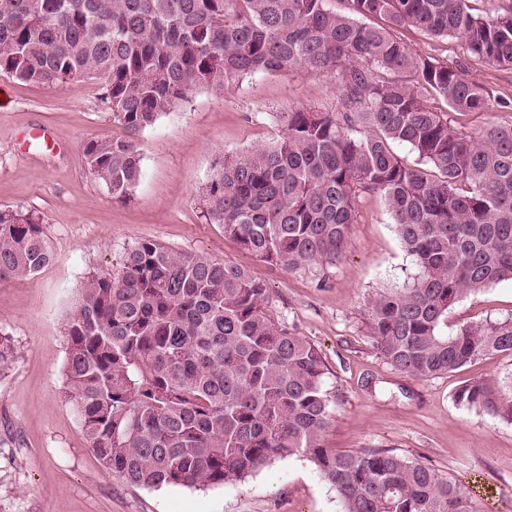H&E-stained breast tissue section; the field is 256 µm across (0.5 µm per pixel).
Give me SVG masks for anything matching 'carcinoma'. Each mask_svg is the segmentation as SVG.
Listing matches in <instances>:
<instances>
[{
  "label": "carcinoma",
  "mask_w": 512,
  "mask_h": 512,
  "mask_svg": "<svg viewBox=\"0 0 512 512\" xmlns=\"http://www.w3.org/2000/svg\"><path fill=\"white\" fill-rule=\"evenodd\" d=\"M0 0V72L45 86L95 80L119 129L91 139L89 172L126 202L139 137L204 88L256 73L331 74L336 107H297L282 137L217 163L206 218L273 266L339 255L359 197L378 194L418 273L370 301L366 327L395 370L423 379L512 355V318L448 333L462 297L512 280V123L473 137L448 122L512 104L395 36L458 38L512 67V10L471 0ZM375 23H369V20ZM440 98L448 112L427 102ZM407 145L416 159L399 156ZM54 258L41 217L0 211V280ZM245 268L152 241L91 276L68 315V396L96 457L137 486L241 481L302 455L342 512H475L432 466L390 449L325 446L336 395L321 350L268 314ZM456 405L512 423V394L482 380Z\"/></svg>",
  "instance_id": "cac0c4a2"
}]
</instances>
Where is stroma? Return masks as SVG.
Here are the masks:
<instances>
[{"mask_svg":"<svg viewBox=\"0 0 512 512\" xmlns=\"http://www.w3.org/2000/svg\"><path fill=\"white\" fill-rule=\"evenodd\" d=\"M396 35L417 55L461 69L493 99L512 102V68L414 27ZM336 95L333 76L303 72L198 91L143 132L144 175L124 203L89 174L83 156L86 141L116 130L100 85L48 87L0 73V210L41 216L54 253L40 272L0 282V334L14 346L0 363V512H341L303 456L207 488L136 486L96 458L66 394V314L91 275L117 267L144 240L236 263L266 285L271 317L324 357L325 387L338 396L329 447L395 450L449 476L477 512H512V423L453 400L457 388L479 379L512 386V356L415 379L394 370L366 330L372 297L411 285L417 273L379 195H361L338 258L293 271L242 250L205 220V186L219 159L278 140L284 112L332 107ZM40 134L51 149L36 144ZM508 318L512 280L461 299L448 328Z\"/></svg>","mask_w":512,"mask_h":512,"instance_id":"obj_1","label":"stroma"}]
</instances>
